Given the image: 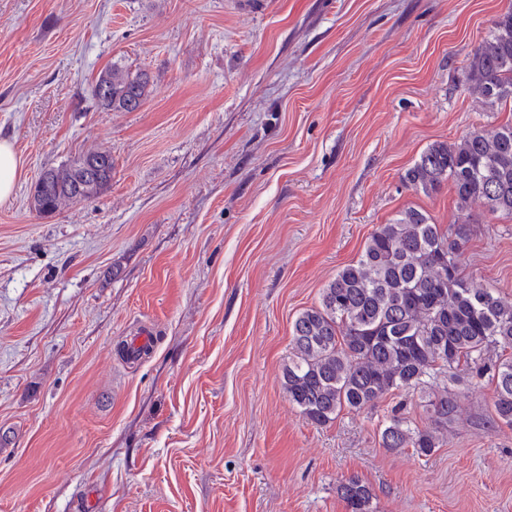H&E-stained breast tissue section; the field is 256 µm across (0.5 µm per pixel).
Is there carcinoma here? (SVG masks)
I'll use <instances>...</instances> for the list:
<instances>
[{"label": "carcinoma", "mask_w": 512, "mask_h": 512, "mask_svg": "<svg viewBox=\"0 0 512 512\" xmlns=\"http://www.w3.org/2000/svg\"><path fill=\"white\" fill-rule=\"evenodd\" d=\"M147 84L145 75L113 64L100 73L94 96L105 110L131 112L141 106ZM467 90L489 109L512 100V10L492 22L474 51ZM90 157L101 160V172L85 179L79 166ZM111 179V154L78 156L41 175L31 205L51 214L66 201L96 197ZM402 180L425 194L451 182L463 214L454 231L459 239L467 236L475 205L512 217V124L430 145ZM497 347L512 349V299L466 276L457 242L425 212L407 208L376 228L359 259L323 288L319 305L298 314L282 387L317 425L392 392H416L433 412L434 427L414 428L394 408L380 437L385 448L411 447L427 457L458 415L451 386L459 382V367L482 371ZM493 380L496 419L512 427V357L494 365ZM340 491L350 512H372V490L359 478L341 483Z\"/></svg>", "instance_id": "1"}]
</instances>
